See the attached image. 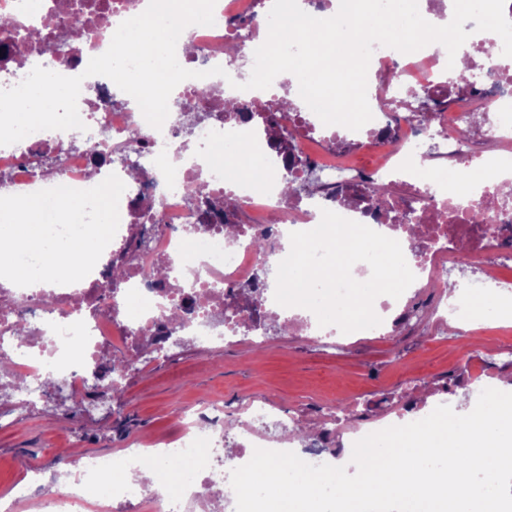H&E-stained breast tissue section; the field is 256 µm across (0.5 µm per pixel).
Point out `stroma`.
Listing matches in <instances>:
<instances>
[{
  "mask_svg": "<svg viewBox=\"0 0 512 512\" xmlns=\"http://www.w3.org/2000/svg\"><path fill=\"white\" fill-rule=\"evenodd\" d=\"M350 346H316L270 329L262 349L246 342L213 344L207 355L189 349L151 353L112 401L103 424L77 419L57 426L58 402L47 398L37 414H15L0 399V491L30 469L61 472L59 449L119 456L136 437H165L175 431L177 408L216 400L236 409L261 396L280 411L316 423L327 407L354 406L365 418L398 414L416 405L429 413L446 392L456 412L472 381L512 384V321L484 326L478 335L448 329L385 339L357 334Z\"/></svg>",
  "mask_w": 512,
  "mask_h": 512,
  "instance_id": "35a3bbf8",
  "label": "stroma"
}]
</instances>
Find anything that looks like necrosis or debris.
I'll return each mask as SVG.
<instances>
[{
	"instance_id": "4bbe7bcc",
	"label": "necrosis or debris",
	"mask_w": 512,
	"mask_h": 512,
	"mask_svg": "<svg viewBox=\"0 0 512 512\" xmlns=\"http://www.w3.org/2000/svg\"><path fill=\"white\" fill-rule=\"evenodd\" d=\"M144 0H0V89L21 82L35 66L64 76L83 75L90 58L110 46L115 24L141 12ZM270 0H216L215 23L186 28L180 64L189 70L222 67L224 76L187 79L169 98L162 129L144 119L136 101L104 76L84 77L78 111L84 130L38 131L0 149V193L30 194L65 180L71 188L122 176L119 249L105 248L82 287H19L0 279V396L22 411L48 395L82 394L95 371L113 356L162 351L169 345L206 351L208 343H234L265 333L280 319L276 280L263 266L286 256L287 228L320 223L323 210L365 224L397 240L412 266L436 291V323L456 321V333L474 334L459 320L445 288L448 269L469 267L485 290L505 295L512 283L494 266L512 234V72L502 69L499 42L475 22L465 61L470 79L443 81L445 63L420 49L404 54L375 46L370 64L385 94L360 130L335 125L318 136L320 119L290 79H274L272 92L232 93L245 82L240 61L264 43ZM440 100L427 123L412 120L416 93ZM249 137L276 183L231 188L216 158L232 137ZM353 148L377 156L370 169L340 164ZM318 173L314 191H302L298 157ZM479 169L482 177L455 186L412 177L416 166ZM385 184L378 197L370 183ZM480 213V230L470 226ZM265 237L267 252L254 247ZM240 321L230 325L226 311ZM177 434L151 439L156 452L137 454L127 477L103 483L112 461L73 459L70 485L48 490L36 475L11 508L35 504L39 512H126L129 503L153 512H235L230 469L246 464L255 448L288 444L299 418L273 413L265 398L237 412L201 401L179 409ZM178 456L194 470L177 497L161 496L142 471Z\"/></svg>"
}]
</instances>
